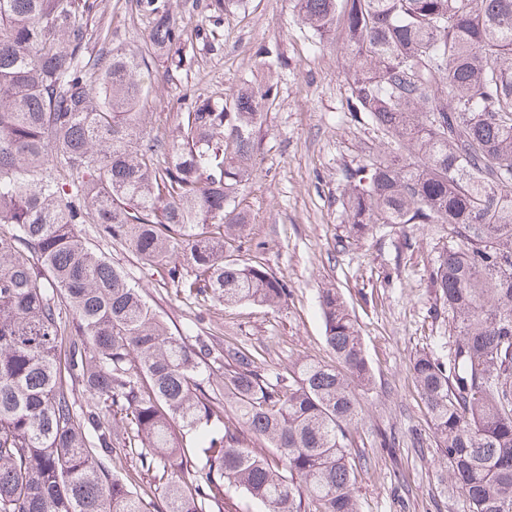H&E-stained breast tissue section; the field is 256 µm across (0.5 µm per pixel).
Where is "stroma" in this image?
Returning <instances> with one entry per match:
<instances>
[{
    "label": "stroma",
    "mask_w": 512,
    "mask_h": 512,
    "mask_svg": "<svg viewBox=\"0 0 512 512\" xmlns=\"http://www.w3.org/2000/svg\"><path fill=\"white\" fill-rule=\"evenodd\" d=\"M162 2L192 39L181 65L167 54L150 60L149 120L161 136H174L180 114L197 100L226 99L252 86L277 92L254 130L257 172L242 192L249 226L239 257L284 281L288 300L272 310L187 297L164 285L161 269H142L125 249L103 242L100 250L171 327L200 321L218 342L257 349L271 375L306 356L330 359L318 294L338 288L359 324L373 374L353 432L363 465L355 485L359 512H468L412 373L420 352L444 363L453 349L448 315L430 282L449 233L393 225L347 239L342 172L376 155L383 139L348 110L340 34L312 48L295 0H243L223 14L213 35L200 36L209 0ZM93 3L91 22L107 29L113 45L145 52L150 21L134 0ZM384 437L393 447H381Z\"/></svg>",
    "instance_id": "35a3bbf8"
}]
</instances>
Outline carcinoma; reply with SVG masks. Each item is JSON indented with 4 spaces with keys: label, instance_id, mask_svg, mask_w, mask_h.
Masks as SVG:
<instances>
[{
    "label": "carcinoma",
    "instance_id": "obj_1",
    "mask_svg": "<svg viewBox=\"0 0 512 512\" xmlns=\"http://www.w3.org/2000/svg\"><path fill=\"white\" fill-rule=\"evenodd\" d=\"M135 5L151 19L145 55L106 32L90 53L87 0H0V512H234L233 486L263 512H359L352 427L372 374L337 289L319 296L336 364L271 378L254 350L171 331L80 228L178 293L288 300L227 253L245 238L237 197L274 89L204 100L158 137L148 56L188 37L161 0ZM295 8L320 40L342 23L351 110L386 140L343 172L347 238L450 229L430 279L454 348L412 371L469 512H512V0Z\"/></svg>",
    "mask_w": 512,
    "mask_h": 512
}]
</instances>
